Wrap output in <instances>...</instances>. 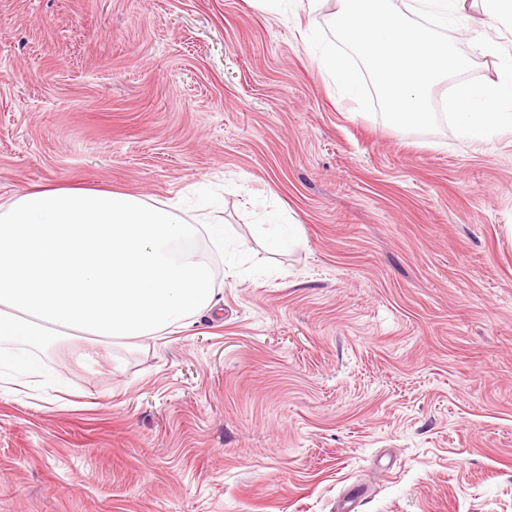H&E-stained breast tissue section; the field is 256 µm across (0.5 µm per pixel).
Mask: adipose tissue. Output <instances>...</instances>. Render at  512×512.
Wrapping results in <instances>:
<instances>
[{
	"label": "adipose tissue",
	"instance_id": "1",
	"mask_svg": "<svg viewBox=\"0 0 512 512\" xmlns=\"http://www.w3.org/2000/svg\"><path fill=\"white\" fill-rule=\"evenodd\" d=\"M185 202L45 184L0 206V369L30 373L12 349L83 336L101 343L186 327L215 307L212 270L194 244L216 224L184 219Z\"/></svg>",
	"mask_w": 512,
	"mask_h": 512
}]
</instances>
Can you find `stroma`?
I'll use <instances>...</instances> for the list:
<instances>
[{
	"label": "stroma",
	"mask_w": 512,
	"mask_h": 512,
	"mask_svg": "<svg viewBox=\"0 0 512 512\" xmlns=\"http://www.w3.org/2000/svg\"><path fill=\"white\" fill-rule=\"evenodd\" d=\"M303 0H0V204L189 197L217 311L0 392V512H512V136L342 96ZM304 242L274 249L269 222Z\"/></svg>",
	"instance_id": "obj_1"
}]
</instances>
